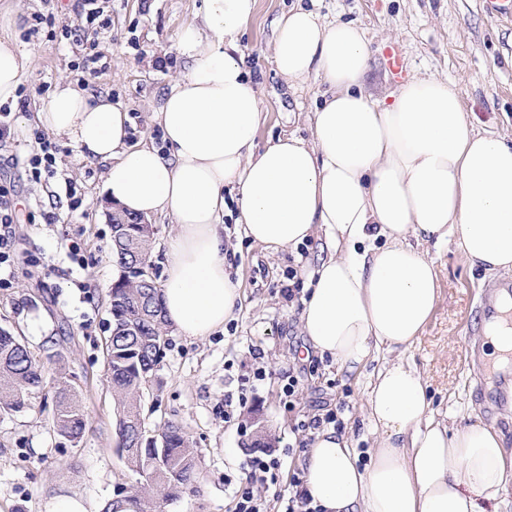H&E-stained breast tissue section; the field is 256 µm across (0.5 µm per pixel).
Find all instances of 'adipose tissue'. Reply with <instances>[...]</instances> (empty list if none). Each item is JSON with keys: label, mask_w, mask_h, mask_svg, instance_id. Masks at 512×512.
<instances>
[{"label": "adipose tissue", "mask_w": 512, "mask_h": 512, "mask_svg": "<svg viewBox=\"0 0 512 512\" xmlns=\"http://www.w3.org/2000/svg\"><path fill=\"white\" fill-rule=\"evenodd\" d=\"M258 0H203L177 45L189 63L156 120L163 147L128 146L127 116L107 99L59 88L42 126L107 162L103 191L125 210L165 214L161 290L168 322L191 338L223 329L240 290L224 253V218L252 241L297 246L317 231L333 241L308 283L302 331L313 349L356 374L380 347L408 350L439 295L429 244L456 241L464 260L512 269V138L476 132L448 80L410 77L388 99L364 86L371 53L354 21L321 22L295 6L274 29L275 69L288 82L326 86L314 138H277L254 152L266 114L239 35ZM34 64L0 33V103L16 101ZM422 374L384 365L366 396L376 433L358 467L346 434L322 430L305 460L304 487L322 512H498L512 493L504 436L481 422H436Z\"/></svg>", "instance_id": "obj_1"}]
</instances>
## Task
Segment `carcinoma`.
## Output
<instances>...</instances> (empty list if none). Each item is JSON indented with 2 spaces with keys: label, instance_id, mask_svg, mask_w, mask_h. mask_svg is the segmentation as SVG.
Instances as JSON below:
<instances>
[{
  "label": "carcinoma",
  "instance_id": "cac0c4a2",
  "mask_svg": "<svg viewBox=\"0 0 512 512\" xmlns=\"http://www.w3.org/2000/svg\"><path fill=\"white\" fill-rule=\"evenodd\" d=\"M113 225L109 254L118 258L124 275L110 290L112 329L105 341L107 371L112 396L119 405L115 425L116 451L140 477L133 496L119 491L103 512H163V505L184 494L199 492V473L192 442L185 429L167 423L159 439H148L141 417L143 388L162 358L167 321L159 293L148 288L135 273L149 263L153 233L127 225ZM60 353L37 359L29 346L10 332L0 330V413L21 412L46 384L47 365L57 364ZM54 431L77 445L87 429V417L75 388L55 391Z\"/></svg>",
  "mask_w": 512,
  "mask_h": 512
}]
</instances>
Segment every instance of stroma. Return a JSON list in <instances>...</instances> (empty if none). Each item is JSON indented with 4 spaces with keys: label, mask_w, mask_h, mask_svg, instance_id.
<instances>
[{
    "label": "stroma",
    "mask_w": 512,
    "mask_h": 512,
    "mask_svg": "<svg viewBox=\"0 0 512 512\" xmlns=\"http://www.w3.org/2000/svg\"><path fill=\"white\" fill-rule=\"evenodd\" d=\"M202 0H95L100 19L84 23L80 36L63 31L61 19H75L76 0H0V19L11 17V31L31 51L36 65L20 91L27 108L12 107L13 139L0 143V183L10 185L21 224L19 260L11 285L0 288V328L24 337L35 355L56 345L64 356V374L79 390L89 429L74 444L53 432L54 390L33 394L29 408L0 415V512H51L61 500L81 503L84 512H101L104 502L137 476L116 450V404L107 385L105 339L112 317L109 291L112 259L108 253L110 203L101 189L104 162L85 157L74 142L56 137L59 178L50 184L27 179L21 165L37 112L58 85L69 84L90 97H104L128 113L131 143L161 145L153 116L188 65L176 42L192 23ZM303 4L326 23L355 21L372 53L365 86L375 97L391 91L399 75L390 68L398 56L403 72L433 75L456 84L464 111L476 131L512 137V23L491 17L482 0H258L257 11L240 39V49L259 88L267 120L256 150L281 135L313 137L312 112L325 86L311 76L288 85L273 63L275 20ZM55 16L38 33L29 27L35 15ZM101 56L102 69L89 73L84 61ZM402 72V73H403ZM72 179L83 203L70 209L65 179ZM60 200H53V193ZM224 248L242 303L224 330L202 338L167 327L160 364L144 388L145 426L155 437L170 421L181 424L197 451L201 491L167 503L165 512H232L234 492L250 458L244 448L251 435L250 412L280 452L273 485L257 486L271 512H281L303 475L305 455L316 432L303 429L313 417L337 414L358 453L374 444L366 412L373 374L393 354L379 350L363 374L341 371L330 357H319L301 326L303 300L312 270L331 252L324 234L298 247L277 250L252 242L242 225L224 221ZM80 236L84 265L72 275L64 245ZM439 282L433 316L403 358L429 382L434 416L451 426L487 420L505 438L512 457V412L490 419L485 406L497 393L493 379L476 386L468 364L480 292L494 280L467 264L455 243L430 247ZM293 299H286V289ZM263 380H255L257 368ZM298 379L294 403L283 394L285 374Z\"/></svg>",
    "instance_id": "35a3bbf8"
}]
</instances>
